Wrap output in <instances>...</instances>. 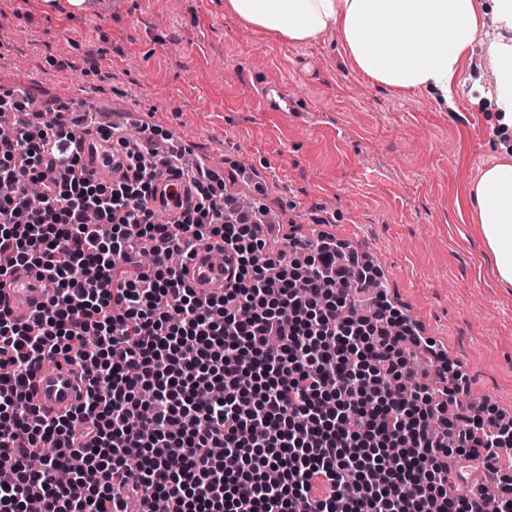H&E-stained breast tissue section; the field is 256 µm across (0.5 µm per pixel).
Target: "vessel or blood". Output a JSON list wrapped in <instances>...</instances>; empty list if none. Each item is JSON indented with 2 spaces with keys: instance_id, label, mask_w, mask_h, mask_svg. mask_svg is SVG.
Segmentation results:
<instances>
[{
  "instance_id": "vessel-or-blood-1",
  "label": "vessel or blood",
  "mask_w": 512,
  "mask_h": 512,
  "mask_svg": "<svg viewBox=\"0 0 512 512\" xmlns=\"http://www.w3.org/2000/svg\"><path fill=\"white\" fill-rule=\"evenodd\" d=\"M122 146L112 145L101 135L85 137L81 149V164L85 176L92 179L118 180L124 170ZM153 204L156 209L174 214L179 207L195 199L193 185L183 177L159 172ZM234 262L231 252L223 244L197 250L186 261L185 278L189 285L203 297L223 293L232 274ZM50 290L36 269L21 267L8 278L0 280V305L6 306L12 318L21 324L32 322ZM87 374L79 366L64 359L41 367L31 378L28 387V404L41 416L59 417L78 404Z\"/></svg>"
}]
</instances>
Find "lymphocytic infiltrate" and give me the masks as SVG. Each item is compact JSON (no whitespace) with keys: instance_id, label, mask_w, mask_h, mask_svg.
I'll use <instances>...</instances> for the list:
<instances>
[{"instance_id":"lymphocytic-infiltrate-1","label":"lymphocytic infiltrate","mask_w":512,"mask_h":512,"mask_svg":"<svg viewBox=\"0 0 512 512\" xmlns=\"http://www.w3.org/2000/svg\"><path fill=\"white\" fill-rule=\"evenodd\" d=\"M77 149L57 121L0 125V277L26 266L54 285L32 324L0 307V512L140 497L166 512H512L511 477L460 492L512 453V425L467 401L443 353V387L410 380V319L380 292L371 314L356 306L375 267L335 241L271 248L261 211L218 209L201 168L197 204L156 223L153 142L111 183L78 173ZM211 240L236 267L203 299L171 258ZM59 355L87 368L83 400L33 416L29 379Z\"/></svg>"}]
</instances>
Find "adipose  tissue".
Wrapping results in <instances>:
<instances>
[{"mask_svg": "<svg viewBox=\"0 0 512 512\" xmlns=\"http://www.w3.org/2000/svg\"><path fill=\"white\" fill-rule=\"evenodd\" d=\"M254 29L291 43L335 31L353 69L381 87L422 89L447 100L463 53L483 25L477 0H227ZM506 38L490 47L491 115L503 145L468 187L484 246L502 288H512V0H491Z\"/></svg>", "mask_w": 512, "mask_h": 512, "instance_id": "adipose-tissue-1", "label": "adipose tissue"}]
</instances>
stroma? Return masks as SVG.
I'll use <instances>...</instances> for the list:
<instances>
[{"mask_svg":"<svg viewBox=\"0 0 512 512\" xmlns=\"http://www.w3.org/2000/svg\"><path fill=\"white\" fill-rule=\"evenodd\" d=\"M226 0H0V90L33 106L68 97L89 112H133L182 139L224 190L249 191L288 233L320 229L374 256L391 304L445 346L449 363L512 420V288L496 283L467 200L498 152L472 87L488 85L485 29L461 59L447 105L393 92L353 70L337 33L293 44L251 28ZM278 85L291 113L266 111Z\"/></svg>","mask_w":512,"mask_h":512,"instance_id":"35a3bbf8","label":"stroma"}]
</instances>
